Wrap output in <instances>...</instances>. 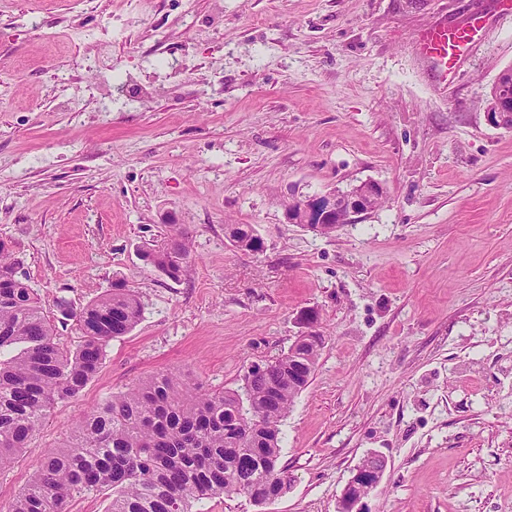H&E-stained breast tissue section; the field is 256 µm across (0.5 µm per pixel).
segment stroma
Masks as SVG:
<instances>
[{"mask_svg": "<svg viewBox=\"0 0 512 512\" xmlns=\"http://www.w3.org/2000/svg\"><path fill=\"white\" fill-rule=\"evenodd\" d=\"M476 17L439 87L422 32ZM510 67L505 0H0V239L51 319L121 284L143 306L0 474V507L113 393L167 372L237 387L311 311L290 488L197 512H336L371 451L365 512H512V128L484 116ZM368 181L382 205L333 234L286 219ZM173 227L177 281L145 259ZM231 226L228 228V230H231V237L235 239L236 242L233 243V245L242 251V249H245V252L247 250H253V251H261L260 244L258 246H255V229L250 224H230ZM256 235L260 237L261 243L264 245L262 237L256 232ZM370 460L371 463L366 464ZM387 468L386 458L379 453L367 454L353 469L341 497L336 512H361L362 500L365 498L362 491L357 495L354 490L361 487L371 488L378 484Z\"/></svg>", "mask_w": 512, "mask_h": 512, "instance_id": "35a3bbf8", "label": "stroma"}]
</instances>
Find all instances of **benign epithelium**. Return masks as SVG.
<instances>
[{
  "label": "benign epithelium",
  "mask_w": 512,
  "mask_h": 512,
  "mask_svg": "<svg viewBox=\"0 0 512 512\" xmlns=\"http://www.w3.org/2000/svg\"><path fill=\"white\" fill-rule=\"evenodd\" d=\"M512 112V102L494 97L487 103L486 121L496 127L506 126L507 113ZM384 195L383 187L376 182H363L351 191H332L322 196L293 201L288 204L287 219L308 230L326 232V225L339 229L354 222L356 216L372 209V200ZM387 468L386 458L379 453L366 455L353 469L336 512H361L364 494H355L358 488H370L378 484Z\"/></svg>",
  "instance_id": "obj_1"
}]
</instances>
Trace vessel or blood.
<instances>
[{
	"mask_svg": "<svg viewBox=\"0 0 512 512\" xmlns=\"http://www.w3.org/2000/svg\"><path fill=\"white\" fill-rule=\"evenodd\" d=\"M476 30L477 27L473 24L462 27L440 25L423 34L420 51L433 64L440 81H447L455 73L473 41Z\"/></svg>",
	"mask_w": 512,
	"mask_h": 512,
	"instance_id": "1",
	"label": "vessel or blood"
}]
</instances>
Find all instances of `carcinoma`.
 I'll list each match as a JSON object with an SVG mask.
<instances>
[{"mask_svg":"<svg viewBox=\"0 0 512 512\" xmlns=\"http://www.w3.org/2000/svg\"><path fill=\"white\" fill-rule=\"evenodd\" d=\"M234 246L259 251L250 224L229 227ZM189 249L172 234L150 251V263L177 280ZM61 315L83 340L56 341L55 324L26 283L19 261L0 243V472L26 448L58 401L78 397L100 370L106 344L137 325L135 292L114 288L80 311ZM251 366L236 389L206 391L175 375L150 378L114 393L77 423L67 445L49 450L8 512H68L75 497L111 493L106 512H193L213 496L256 502L284 490L277 468L280 427L310 385L325 338Z\"/></svg>","mask_w":512,"mask_h":512,"instance_id":"obj_1","label":"carcinoma"}]
</instances>
